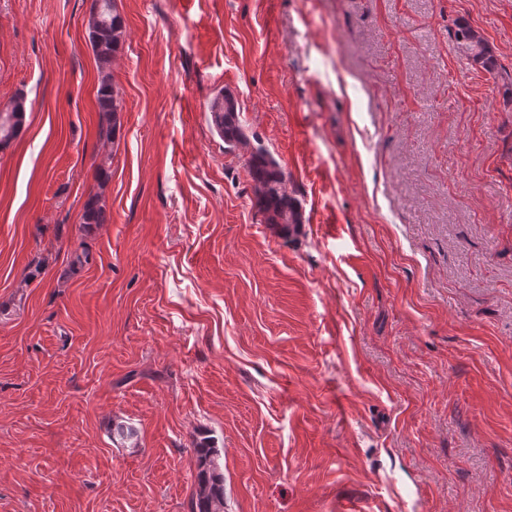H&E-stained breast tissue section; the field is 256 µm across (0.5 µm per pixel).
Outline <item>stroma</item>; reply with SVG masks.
Wrapping results in <instances>:
<instances>
[{
	"label": "stroma",
	"instance_id": "35a3bbf8",
	"mask_svg": "<svg viewBox=\"0 0 512 512\" xmlns=\"http://www.w3.org/2000/svg\"><path fill=\"white\" fill-rule=\"evenodd\" d=\"M116 3L110 142L92 0H0V512H190L205 436L224 512H512V0ZM115 0H93L88 24L89 40L100 78L96 89L98 112L101 113L100 134L114 139L117 114L122 104L112 78V61L125 41L124 19L115 7ZM454 39L475 63H480L489 72L494 71V59L482 36L474 29L459 25L454 32ZM212 123L228 153L248 154L249 172L254 182L255 207L265 224L288 235V225L301 224L297 202L288 195L285 172L269 147L257 136L252 140L238 119L234 99L220 90L210 100ZM108 221L106 206L98 193L90 195L84 207L83 223L105 224Z\"/></svg>",
	"mask_w": 512,
	"mask_h": 512
}]
</instances>
